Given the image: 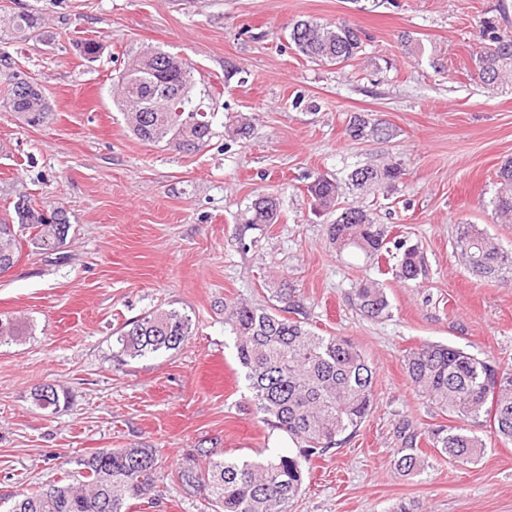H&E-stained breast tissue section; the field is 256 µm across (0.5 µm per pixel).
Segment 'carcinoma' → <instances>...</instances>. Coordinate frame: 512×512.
Listing matches in <instances>:
<instances>
[{
    "instance_id": "obj_1",
    "label": "carcinoma",
    "mask_w": 512,
    "mask_h": 512,
    "mask_svg": "<svg viewBox=\"0 0 512 512\" xmlns=\"http://www.w3.org/2000/svg\"><path fill=\"white\" fill-rule=\"evenodd\" d=\"M34 16L20 13L13 25L15 37L39 36ZM481 45L473 55L471 78L493 92L512 83V35L503 34L492 22L479 31ZM296 51L307 59L330 66H348L365 54L362 31L346 22L321 23L302 20L289 32ZM163 59L161 65L145 64L140 58L118 76L113 103L127 115L133 134L145 145L184 143L175 150L195 153L212 138L214 114L194 99L191 67L180 70L164 58L162 50L147 52ZM6 101L10 111L28 125L41 124L49 104L41 88L14 75L7 78ZM225 132L231 138L250 132L247 118H228ZM359 141L387 140L393 129L361 114L345 129ZM403 175L399 164L357 167L348 174V184L357 190L374 185H394ZM493 204L496 213L512 219V158L497 172ZM314 207L333 212L339 183L324 175L307 186ZM19 223L0 222V264H16L22 251L24 230L37 233L29 243L39 246L64 243L70 225L57 213L46 218L22 199L15 204ZM247 224H275L280 217L279 199L269 194L255 196ZM326 236L336 250H352L368 259L381 255L389 243V230L375 222L359 206L341 208L326 225ZM460 255L469 270L484 279H499L512 268V253L474 224L462 226L457 239ZM401 256L395 277L412 281L422 274L424 256L419 246L399 245ZM359 310L371 318L390 316V303L382 284L362 279L354 288ZM282 307L259 308L242 302L224 303V325L235 336L236 358L245 373L250 403L261 422L286 436L297 451L260 460L227 459L213 449L189 455L172 477L190 494L202 497L211 512H292L303 491L305 468L357 432L369 416L375 400L374 370L363 353L347 338L323 336L289 314L298 313L293 295L279 293ZM191 333V319L175 308H154L128 321L118 331L117 356L135 360L178 349ZM32 335L24 320L0 316V345L17 344ZM402 362L409 382L421 396L454 420L422 433L410 420L397 427L401 441L396 470L409 475L428 465L419 448L422 436L441 454L462 464L476 462L486 443L478 428L488 427L496 437L512 441V369L479 358L446 344L425 343L405 352ZM49 395L36 388L32 402L40 409L55 410L68 402V394L47 386ZM205 458L200 465L197 456ZM158 451L155 448H103L77 461L78 480L67 476L15 496L10 512H128L134 501L155 492L158 481Z\"/></svg>"
}]
</instances>
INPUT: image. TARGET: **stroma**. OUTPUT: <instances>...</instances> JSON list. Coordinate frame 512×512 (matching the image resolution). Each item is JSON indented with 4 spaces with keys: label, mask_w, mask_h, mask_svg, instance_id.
Wrapping results in <instances>:
<instances>
[{
    "label": "stroma",
    "mask_w": 512,
    "mask_h": 512,
    "mask_svg": "<svg viewBox=\"0 0 512 512\" xmlns=\"http://www.w3.org/2000/svg\"><path fill=\"white\" fill-rule=\"evenodd\" d=\"M27 12L40 39L11 35ZM348 20L366 36L369 59L340 68L305 59L286 24ZM512 34V0H0V58L41 84L50 110L27 125L0 103V220L31 201L63 213L62 246L23 244L0 274V314L32 334L0 346V512L101 448H156L161 496L130 512H205L171 477L186 454L213 448L230 458L288 453L248 407L226 301L276 306L294 295L305 322L351 340L375 370L376 403L340 447L313 459L294 512H512V443L484 433V454L460 464L427 449L429 466H394L399 421L448 424L410 386L404 350L443 343L512 367V285L475 276L456 253L458 228L475 224L512 251V223L491 199L512 158V85L487 93L471 79L484 21ZM419 39L408 55L402 35ZM99 43L96 57L78 45ZM150 49L186 59L194 91L216 118L203 150L185 154L137 140L112 101V82ZM248 118L249 135L224 134L227 116ZM362 114L392 126L389 141L345 133ZM396 162L395 186L345 187L367 164ZM343 183L340 206L359 205L391 239L419 244L426 267L399 282L376 264L337 253L331 215L314 212L317 175ZM280 200L275 224L247 225L256 194ZM382 279L389 317H365L353 288ZM192 320L179 349L139 360L117 357L115 332L156 307ZM53 384L69 403L44 411L33 390Z\"/></svg>",
    "instance_id": "obj_1"
}]
</instances>
